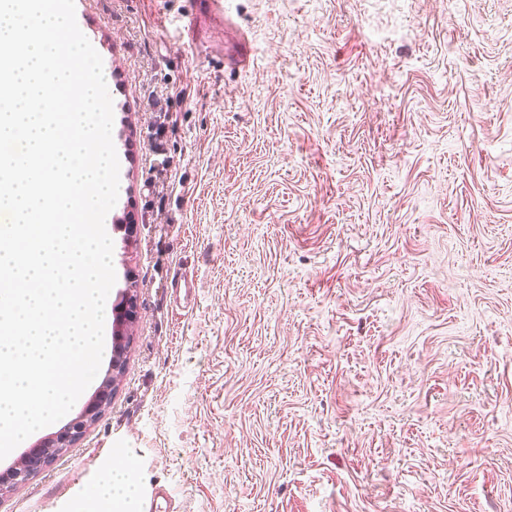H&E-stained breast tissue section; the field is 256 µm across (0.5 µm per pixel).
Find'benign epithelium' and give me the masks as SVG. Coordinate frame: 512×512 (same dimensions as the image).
<instances>
[{
  "instance_id": "benign-epithelium-1",
  "label": "benign epithelium",
  "mask_w": 512,
  "mask_h": 512,
  "mask_svg": "<svg viewBox=\"0 0 512 512\" xmlns=\"http://www.w3.org/2000/svg\"><path fill=\"white\" fill-rule=\"evenodd\" d=\"M112 311L113 353L109 377L63 430L41 440L11 468L0 474V500L24 488L33 477L50 466L97 423L110 406L125 367V352L130 339L128 329L138 316L137 296L133 288L125 289L121 301L113 305Z\"/></svg>"
}]
</instances>
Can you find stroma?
<instances>
[{
  "mask_svg": "<svg viewBox=\"0 0 512 512\" xmlns=\"http://www.w3.org/2000/svg\"><path fill=\"white\" fill-rule=\"evenodd\" d=\"M185 8L75 0L138 317L103 417L0 512H109L125 458L173 512H512V0H224L242 69Z\"/></svg>",
  "mask_w": 512,
  "mask_h": 512,
  "instance_id": "1",
  "label": "stroma"
}]
</instances>
